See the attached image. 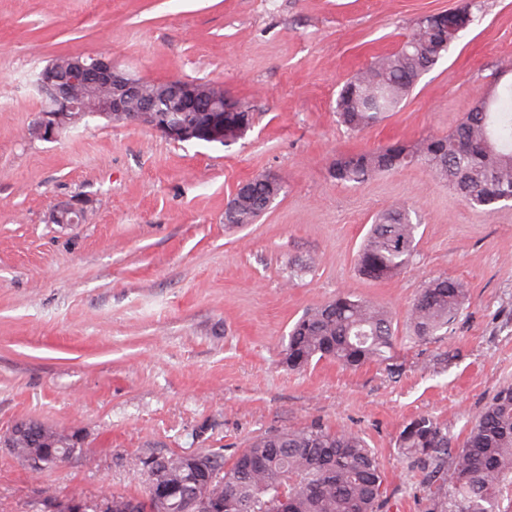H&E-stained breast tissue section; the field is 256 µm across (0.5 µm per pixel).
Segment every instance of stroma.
<instances>
[{
    "label": "stroma",
    "instance_id": "35a3bbf8",
    "mask_svg": "<svg viewBox=\"0 0 512 512\" xmlns=\"http://www.w3.org/2000/svg\"><path fill=\"white\" fill-rule=\"evenodd\" d=\"M459 0H0V435L34 418L84 452L38 472L0 447V512H34L44 489L93 504L141 492V458L220 452L314 423L361 436L384 474L379 512H440L451 463L413 465L403 425L428 415L462 443L512 384V202L465 205L422 165L341 183L340 153L452 133L481 97L512 86V0L480 18L397 112L354 133L336 116L344 83L395 51L426 14ZM112 58L144 81L220 86L253 125L221 145L86 117L30 138V80L63 55ZM279 176L254 223H225L237 186ZM76 202L77 224L53 212ZM412 206V263L360 276V244L391 205ZM468 287L448 333L410 336L426 280ZM347 292L386 306L394 367L282 363L308 308Z\"/></svg>",
    "mask_w": 512,
    "mask_h": 512
}]
</instances>
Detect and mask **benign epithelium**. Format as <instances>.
<instances>
[{
  "mask_svg": "<svg viewBox=\"0 0 512 512\" xmlns=\"http://www.w3.org/2000/svg\"><path fill=\"white\" fill-rule=\"evenodd\" d=\"M471 2L449 11L426 14L419 18L418 25L427 28L429 33L439 39L445 33H454L467 27L471 20ZM105 86L111 89L112 96L106 103L105 112L129 124L144 125L167 139L177 141H202L230 143L249 128L247 121L227 127L224 122H212L206 126L194 127L183 122L171 121L158 113L156 106L144 94L142 81L131 78L118 71L112 61L97 57L88 63L80 58L73 59L66 69L51 65L42 74L40 92L52 99L63 102L71 99L78 89L93 90ZM169 98L177 100L187 110H199L197 93L182 81L172 80L167 85ZM209 112L250 113L244 103L228 95L214 98ZM70 119L67 112H44L35 124L36 135L45 140H53L58 131ZM253 182L246 181L239 185L226 211L234 213L242 206L252 203Z\"/></svg>",
  "mask_w": 512,
  "mask_h": 512,
  "instance_id": "benign-epithelium-1",
  "label": "benign epithelium"
}]
</instances>
